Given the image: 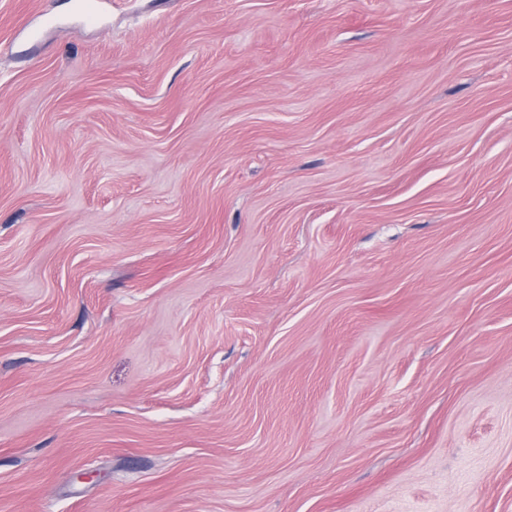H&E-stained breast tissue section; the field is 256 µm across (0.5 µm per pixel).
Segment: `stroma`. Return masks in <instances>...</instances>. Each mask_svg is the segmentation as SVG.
<instances>
[{"label":"stroma","mask_w":512,"mask_h":512,"mask_svg":"<svg viewBox=\"0 0 512 512\" xmlns=\"http://www.w3.org/2000/svg\"><path fill=\"white\" fill-rule=\"evenodd\" d=\"M0 512H512V0H0Z\"/></svg>","instance_id":"1"}]
</instances>
